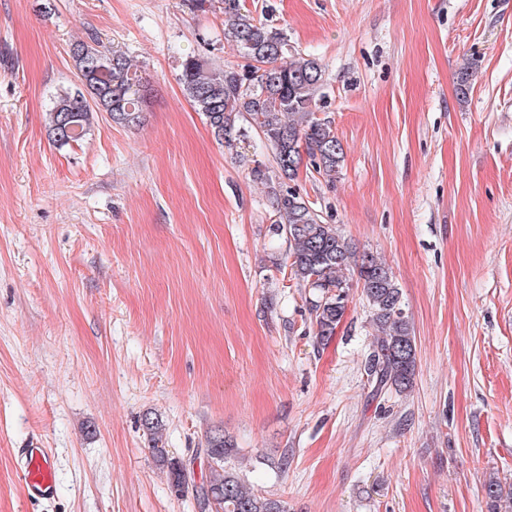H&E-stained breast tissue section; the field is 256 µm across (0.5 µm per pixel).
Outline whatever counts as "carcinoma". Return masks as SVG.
<instances>
[{
  "instance_id": "cac0c4a2",
  "label": "carcinoma",
  "mask_w": 512,
  "mask_h": 512,
  "mask_svg": "<svg viewBox=\"0 0 512 512\" xmlns=\"http://www.w3.org/2000/svg\"><path fill=\"white\" fill-rule=\"evenodd\" d=\"M227 36L244 65L211 68L194 56L181 63L183 90L205 117L215 139L232 150L256 131L273 151V170L259 163L250 177L268 189L272 208V235L288 245L291 277L309 290V311L317 342L336 334L353 285L372 313L379 335L364 363L374 395L404 394L413 386L416 370L415 336L402 307V292L385 263L356 247L335 224L322 215L289 183L302 167H310L334 182L344 161V147L333 124L315 117V97L323 84V70L314 58L293 53L287 35L248 12L240 0H223ZM70 56L77 83L63 92L48 113V135L63 146L82 139L93 113L105 112L124 126L142 122L144 78L120 50L101 45L99 38L72 44ZM246 121L243 126L240 121ZM156 461L167 469L173 492L192 490L198 512H287L282 501L247 487L228 460L236 454L232 440L220 432L206 437L209 464L205 481L196 483L193 460L169 457L164 446V424L143 419ZM488 512H512V488L493 477L486 483Z\"/></svg>"
}]
</instances>
